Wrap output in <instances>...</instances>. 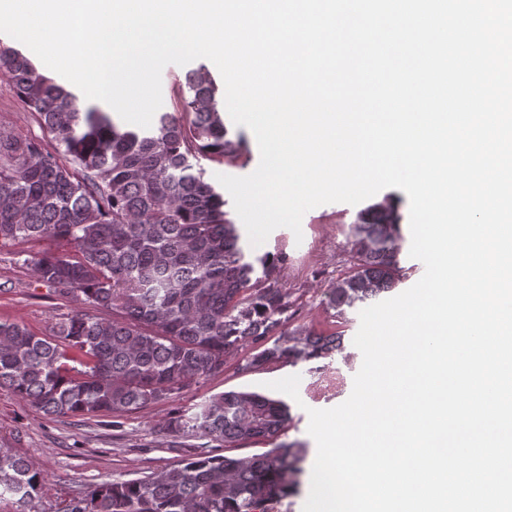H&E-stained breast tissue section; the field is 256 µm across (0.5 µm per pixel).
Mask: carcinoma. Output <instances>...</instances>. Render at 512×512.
Instances as JSON below:
<instances>
[{
    "mask_svg": "<svg viewBox=\"0 0 512 512\" xmlns=\"http://www.w3.org/2000/svg\"><path fill=\"white\" fill-rule=\"evenodd\" d=\"M0 73L56 142L50 152L40 140L0 133V240L69 245L30 263L58 296L82 305L49 336L0 321V388L47 416L104 415L118 427L223 373L239 352V370L274 371L343 350L340 332L286 327L283 258L252 257L205 177L201 160L234 161L243 146L229 137L207 68L186 73L177 109L156 113L148 128L86 105L23 51L0 49ZM400 221L384 202L350 225L351 265L328 293L332 317L348 322L347 310L406 277ZM289 420L281 399L217 393L165 425L176 439L203 441L198 453L139 479L96 484L66 512H265L293 487L304 454L281 440ZM213 442L271 448L229 457L213 453ZM42 487L26 460L0 447V500L34 512Z\"/></svg>",
    "mask_w": 512,
    "mask_h": 512,
    "instance_id": "1",
    "label": "carcinoma"
}]
</instances>
